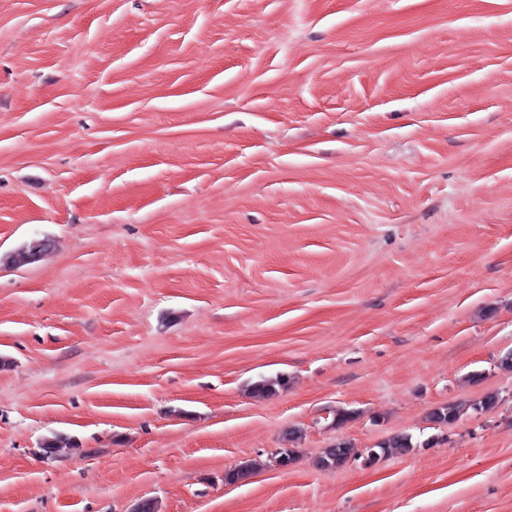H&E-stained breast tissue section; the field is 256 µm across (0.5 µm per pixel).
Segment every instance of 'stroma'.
I'll list each match as a JSON object with an SVG mask.
<instances>
[{"label": "stroma", "mask_w": 512, "mask_h": 512, "mask_svg": "<svg viewBox=\"0 0 512 512\" xmlns=\"http://www.w3.org/2000/svg\"><path fill=\"white\" fill-rule=\"evenodd\" d=\"M511 351L512 0H0V512H512ZM48 239H35L26 247L13 253L7 258V261L14 266H25L40 261L48 252L45 243ZM288 384V376L281 374L274 378H263L249 385V392L252 397L257 399H265L273 396L278 388ZM497 402V395L491 393L486 395L482 400L474 403L457 402L439 406L437 410H433L430 417L434 422L443 421L450 424L457 422L462 416L467 414L469 410L474 414H479L481 411L493 409L497 405ZM418 443H414L411 436L407 434H397L390 438L381 441L377 448L380 449L383 458L393 455H403L411 450L417 448ZM341 457L346 463L352 458L358 460L363 457L362 452L359 451L355 445L344 439L336 440V444L329 448H325L322 454L317 459V466L323 471H327L329 465H336V457Z\"/></svg>", "instance_id": "stroma-1"}]
</instances>
